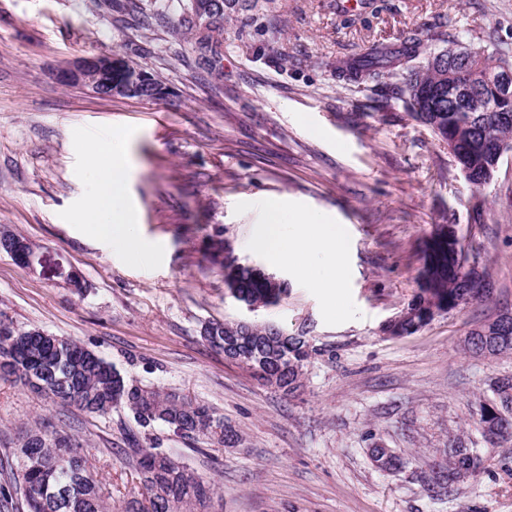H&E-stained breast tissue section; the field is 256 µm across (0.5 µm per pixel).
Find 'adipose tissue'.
<instances>
[{"mask_svg": "<svg viewBox=\"0 0 512 512\" xmlns=\"http://www.w3.org/2000/svg\"><path fill=\"white\" fill-rule=\"evenodd\" d=\"M88 165L97 175V185L87 194L78 214L82 223L111 236L128 255L140 256L145 247L136 231L125 202L126 141L114 130L104 145L79 143ZM331 234L328 224L316 213H289L280 202L265 205V222L252 240L253 247L269 261L307 269L308 259L321 251Z\"/></svg>", "mask_w": 512, "mask_h": 512, "instance_id": "ef3b65f1", "label": "adipose tissue"}]
</instances>
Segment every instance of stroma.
<instances>
[{
  "instance_id": "stroma-1",
  "label": "stroma",
  "mask_w": 512,
  "mask_h": 512,
  "mask_svg": "<svg viewBox=\"0 0 512 512\" xmlns=\"http://www.w3.org/2000/svg\"><path fill=\"white\" fill-rule=\"evenodd\" d=\"M160 23L142 24L143 13ZM191 0H0V230L38 247L34 269L0 252V314L95 351L125 378L174 388L223 415L238 446L198 447L165 425L140 428L54 404L0 380V457L25 428L72 434L112 491L141 497L130 437L160 444L216 494L209 512H512V441L484 440L472 414L493 401L512 355L475 356L471 330L512 313V152L482 192L446 142L385 87L344 84L325 61L427 29L478 50L512 49V0H224L222 44L199 49ZM116 51L170 90L159 101L102 99L58 84L61 65ZM127 132V196L148 261L135 262L74 214L94 184L75 149ZM315 212L340 241L335 289L273 267L288 293L249 309L209 257L271 267L251 246L266 201ZM456 215L486 301L401 338L383 334L418 290L420 250ZM78 272L84 289L68 284ZM272 324L313 353L292 393L264 385L202 337L212 322ZM475 448V476L438 496L418 481L453 438ZM401 451L378 469L368 448Z\"/></svg>"
}]
</instances>
